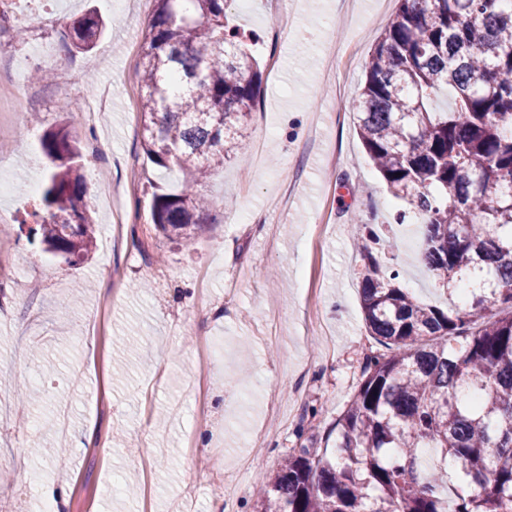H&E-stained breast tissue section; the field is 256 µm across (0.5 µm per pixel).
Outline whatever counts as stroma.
<instances>
[{
    "instance_id": "obj_1",
    "label": "stroma",
    "mask_w": 512,
    "mask_h": 512,
    "mask_svg": "<svg viewBox=\"0 0 512 512\" xmlns=\"http://www.w3.org/2000/svg\"><path fill=\"white\" fill-rule=\"evenodd\" d=\"M154 0H16L0 27L10 59L54 71L32 83L0 61V84L22 102L0 122V512H252L255 485L285 455L335 423L374 347L357 283V220L393 239L403 287L444 304L419 253L415 225L394 221V199L367 161L349 102L394 0H286L285 36L270 0L229 4L231 26L254 35L261 94L248 153L225 162L203 186L210 222L190 247L159 233L151 193L178 190L182 176L148 162L141 144L140 41ZM96 10L106 30L88 53L71 45L69 21ZM108 88L110 108L83 107ZM66 123L80 141L89 189L120 185L123 223L94 202L95 246L67 264L30 242L46 161L42 133ZM26 378L35 395L17 391ZM167 453L150 477L147 448ZM223 470L215 491L209 472ZM136 495L122 493V484Z\"/></svg>"
}]
</instances>
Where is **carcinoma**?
I'll return each mask as SVG.
<instances>
[{
	"label": "carcinoma",
	"instance_id": "obj_1",
	"mask_svg": "<svg viewBox=\"0 0 512 512\" xmlns=\"http://www.w3.org/2000/svg\"><path fill=\"white\" fill-rule=\"evenodd\" d=\"M141 39L142 147L185 175L152 195V222L188 241L209 223L200 187L244 148L260 65L229 26L228 0H154ZM350 108L396 223L421 224L435 286L420 302L364 224L358 244L366 355L358 389L320 439L293 450L255 512H507L512 508V0H397ZM94 12L73 45L94 47ZM454 89L446 109L435 97ZM41 215L28 237L68 262L94 246L77 142L44 132Z\"/></svg>",
	"mask_w": 512,
	"mask_h": 512
}]
</instances>
